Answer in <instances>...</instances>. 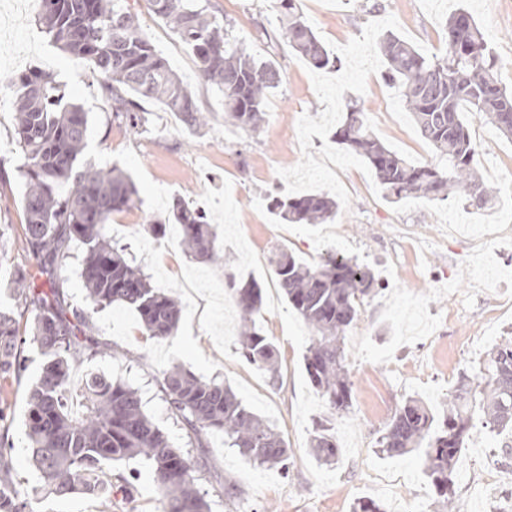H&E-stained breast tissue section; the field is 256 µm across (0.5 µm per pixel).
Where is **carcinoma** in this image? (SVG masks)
<instances>
[{"label":"carcinoma","mask_w":512,"mask_h":512,"mask_svg":"<svg viewBox=\"0 0 512 512\" xmlns=\"http://www.w3.org/2000/svg\"><path fill=\"white\" fill-rule=\"evenodd\" d=\"M283 35L313 68L339 69L338 59L296 11V0H278ZM153 13L169 23L191 50L201 78L211 84L224 105L225 120L243 130H256L263 119L266 92L280 86L279 69L258 61L229 37L224 22L199 0H149ZM43 31L72 56L86 62L100 78L105 104L113 117L137 132L146 123L143 102L156 100L180 117L191 130L205 127L209 115L173 72L141 28L128 0H43L39 17ZM445 52L429 56L386 32L381 51L385 80L397 86L422 136L433 146L439 164L413 165L373 134L360 105L349 100L336 129V143L365 160L374 170L385 199L446 200L457 195L477 211L489 207L492 190L478 172L479 146L473 141L464 113L490 120L507 138L512 124L502 123L501 110H512V93L502 83L496 57L484 31L464 8L444 25ZM16 134L23 152L18 166L25 180L22 200L24 245L36 260L38 277L16 271L11 279L19 315L31 316V341L47 357L29 391L27 436L32 462L43 489L58 496L81 487L105 500L112 512V489L126 499L127 483H112L104 465L142 457L150 462L166 512H211L197 487L195 466L145 413L138 391L118 380L91 373L80 396L84 411H71L68 384L71 366L107 353L91 339L94 310L119 303L135 310L148 335H174L182 315L181 302L150 284L106 237L112 214L135 205L132 177L117 166L99 168L83 160L87 113L75 104L61 105L53 77L28 71L13 83ZM266 207L289 224H326L336 217L337 200L326 194L271 195ZM168 224L178 226L182 243L203 261L224 262L217 235L203 214L175 198L162 219L144 225L158 235ZM87 246L81 277L92 309H69L63 298L61 261L69 244ZM277 285L288 303L312 330L305 370L332 415L352 406V382L346 370L345 329L375 283L371 271L344 254L331 251L308 265L288 251L271 259ZM225 292L237 305L241 355L273 378L279 370L278 349L256 327L262 309V288L224 274ZM26 339L19 334L13 311L0 309V377L24 367ZM168 403L183 424L190 442L202 445L212 431L224 443L259 466L288 469V447L274 426L249 409L233 390L206 382L179 366L162 371ZM490 433H512V341L494 345L479 373L461 376L442 416L426 405L406 399L377 439L378 451L390 457L419 453L423 473L442 512H453L452 493L457 455L475 423ZM312 452L326 465L338 462L340 448L328 420L317 423ZM0 439V512H33L27 492L16 487L8 454Z\"/></svg>","instance_id":"1"}]
</instances>
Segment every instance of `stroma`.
Listing matches in <instances>:
<instances>
[{"label":"stroma","mask_w":512,"mask_h":512,"mask_svg":"<svg viewBox=\"0 0 512 512\" xmlns=\"http://www.w3.org/2000/svg\"><path fill=\"white\" fill-rule=\"evenodd\" d=\"M229 34L248 54L274 63L282 83L266 99L264 119L246 132L225 123L219 95L197 74L196 61L173 29L155 16L148 0H134L144 31L159 54L210 112L206 127L191 132L157 101L146 102L148 134L131 135L113 121L99 94L96 74L69 56L35 23L38 0L22 11L0 0V73L15 76L30 69L54 75L65 102L88 114L86 160L129 173L138 200L113 215L109 233L147 273L153 286L174 293L184 314L175 336H147L136 313L121 305L94 312L93 337L106 356L73 367L68 386L79 391L88 373L118 379L138 389L144 409L170 443L188 453L201 491L212 512H228L224 479L240 490L238 512H351L367 497L384 512H433V493L415 455L388 458L376 441L384 422L369 423L366 413L379 405L396 411L414 397L432 410L448 402L461 373L475 374L487 351L512 337V310L493 315L489 305L512 301V140L474 115L466 121L480 146V173L496 192L483 211L465 209L457 197L447 200L384 199L372 168L331 139L341 124L348 99H358L379 140L411 162H436L396 87L382 77L386 69L379 41L394 31L422 52L443 49V26L466 6L487 34L506 86H512V0H296L297 11L328 50L341 60L339 71L310 67L282 34L276 0H210ZM17 142L11 102L0 104V307L15 300L7 272H36L25 251L21 200L25 184L17 171ZM326 192L339 209L330 224H282L266 209L265 198ZM206 212L215 224L224 252L223 265L205 264L187 254L175 226L153 236L143 225L163 217L173 198ZM497 233L495 247L484 239ZM288 250L318 263L330 249L374 273L379 288L368 295L344 333L346 367L353 384L348 413L331 417L310 385L304 356L311 330L278 290L270 260ZM85 246L73 242L63 262V292L68 305L88 309L80 276ZM256 279L263 307L256 325L279 350L277 381L239 354L240 312L223 290L225 271ZM470 339L457 353V337ZM21 379H0V406L13 449L14 473L29 493L34 512H103L100 498L79 492L44 496L42 479L30 461L25 435L27 396L45 356L25 350ZM180 365L198 378L230 386L249 408L274 426L290 449L288 473L256 466L219 433L203 447L191 445L162 390L163 369ZM330 420L341 448L338 464L317 461L311 437L317 421ZM505 436L473 428L456 462L454 512H512V464L501 452ZM501 478L486 486L485 465ZM133 486L132 498L117 502L118 512H162L163 504L148 463L141 458L112 467Z\"/></svg>","instance_id":"stroma-1"}]
</instances>
